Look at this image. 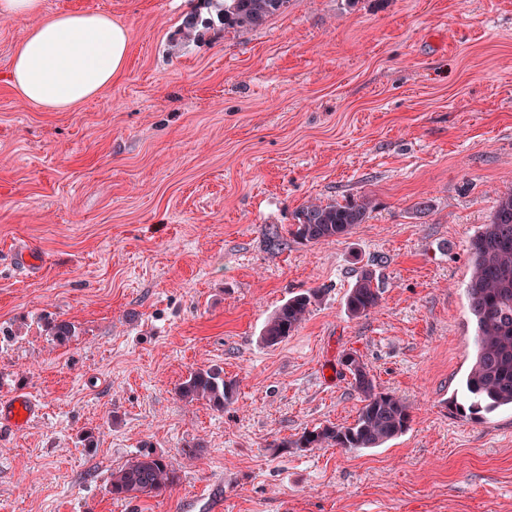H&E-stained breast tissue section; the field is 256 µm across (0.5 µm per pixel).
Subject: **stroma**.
I'll return each mask as SVG.
<instances>
[{
	"mask_svg": "<svg viewBox=\"0 0 512 512\" xmlns=\"http://www.w3.org/2000/svg\"><path fill=\"white\" fill-rule=\"evenodd\" d=\"M73 10L124 24L130 54L68 112L16 96L32 21L0 16V404L36 405L0 431V512H512V409L452 403L473 356L468 242L512 191V0H289L252 30L200 0H43ZM359 197L373 209L347 236L291 235L305 202ZM366 264L380 300L353 317ZM316 288L265 346L267 318ZM49 316L74 335L52 340ZM346 353L409 429L291 447L354 422ZM209 367L237 383L221 410L176 394ZM146 448L176 483L112 498ZM321 289H313L289 298L267 320L261 341L268 347L281 343L297 330L309 313L310 306L320 297ZM35 413V405L26 396L14 397L0 407V428L17 430L25 427Z\"/></svg>",
	"mask_w": 512,
	"mask_h": 512,
	"instance_id": "1",
	"label": "stroma"
}]
</instances>
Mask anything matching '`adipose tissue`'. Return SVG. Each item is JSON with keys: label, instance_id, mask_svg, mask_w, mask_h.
<instances>
[{"label": "adipose tissue", "instance_id": "ef3b65f1", "mask_svg": "<svg viewBox=\"0 0 512 512\" xmlns=\"http://www.w3.org/2000/svg\"><path fill=\"white\" fill-rule=\"evenodd\" d=\"M1 16L35 18L13 56L11 87L23 101L58 112L99 95L126 70L127 29L98 12L42 14V0H0Z\"/></svg>", "mask_w": 512, "mask_h": 512}]
</instances>
